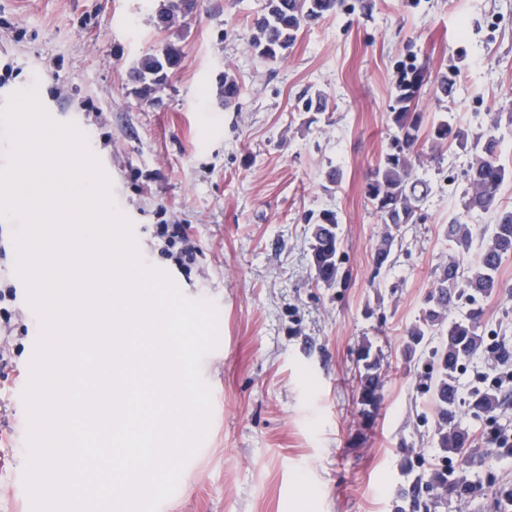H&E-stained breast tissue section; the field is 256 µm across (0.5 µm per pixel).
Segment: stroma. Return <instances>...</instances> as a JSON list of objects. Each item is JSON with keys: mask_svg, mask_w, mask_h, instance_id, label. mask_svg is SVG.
Listing matches in <instances>:
<instances>
[{"mask_svg": "<svg viewBox=\"0 0 512 512\" xmlns=\"http://www.w3.org/2000/svg\"><path fill=\"white\" fill-rule=\"evenodd\" d=\"M162 0H0V106L39 81L60 123H75L110 173L112 196L136 228L143 261L192 299L212 301L224 348L201 373L211 392L208 433L159 512H396L418 463L432 464V399L420 387L426 358L402 344L450 244L441 229L460 209L468 155L432 158L423 219L405 225L390 267L375 271L384 226L366 199L368 175L389 148L395 73L416 57L430 71L457 63L454 98L424 93L426 123L454 116L478 133L512 113V0H345L306 26L287 58L268 64L249 43L264 0H194L168 28L154 25ZM182 61L152 99L130 71L166 43ZM238 80L224 106L225 75ZM323 94L324 111L302 112ZM339 170L338 182L328 173ZM191 225L202 254L190 268L159 253L158 208ZM340 220L343 278L315 282L310 215ZM482 304L487 345L459 373V395L512 373L488 345L512 348V258ZM12 365L0 371V512H32L24 473L28 419L15 392L39 331L27 301L13 304ZM381 358L379 405L360 412L356 359L362 341ZM495 419L463 414L479 490L423 499L421 512H497L494 489L512 485V457L486 439L512 430V387Z\"/></svg>", "mask_w": 512, "mask_h": 512, "instance_id": "stroma-1", "label": "stroma"}]
</instances>
